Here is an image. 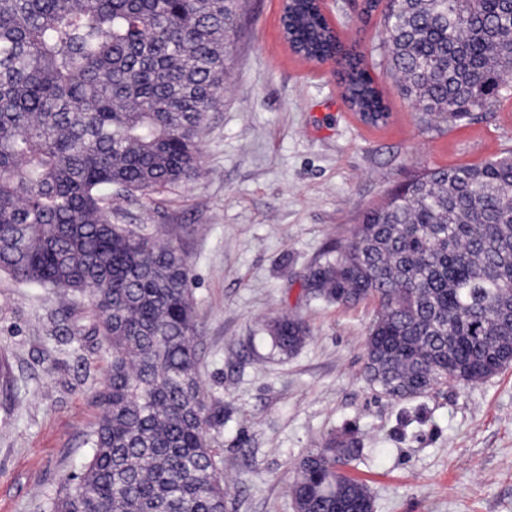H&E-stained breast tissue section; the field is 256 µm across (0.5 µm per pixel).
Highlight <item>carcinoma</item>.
<instances>
[{"label":"carcinoma","instance_id":"cac0c4a2","mask_svg":"<svg viewBox=\"0 0 512 512\" xmlns=\"http://www.w3.org/2000/svg\"><path fill=\"white\" fill-rule=\"evenodd\" d=\"M240 0H0V272L53 291L62 332L107 345L90 460L54 512H225L224 400L199 381V319L181 243L114 224L112 190L196 179L198 133L224 88ZM386 76L430 127L470 124L512 98V0H390ZM292 50L333 60L360 121L389 108L365 55L315 0H289ZM310 301L377 305L364 375L403 402L512 366V153L424 169L366 209L303 276ZM89 294L91 316L80 297ZM280 355L310 330L268 321ZM355 428L303 457L296 512L373 509L344 466Z\"/></svg>","mask_w":512,"mask_h":512}]
</instances>
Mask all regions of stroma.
Returning <instances> with one entry per match:
<instances>
[{"mask_svg": "<svg viewBox=\"0 0 512 512\" xmlns=\"http://www.w3.org/2000/svg\"><path fill=\"white\" fill-rule=\"evenodd\" d=\"M361 0H322L328 21L365 50L390 108L364 125L344 103L331 63L294 54L283 0H244L218 108L199 135L202 174L161 195H112V221L179 239L194 276L203 389L224 399L226 512H295L296 464L354 425L360 456L347 474L374 512H512V368L410 402L373 390L362 371L376 307L316 304L301 278L344 244L361 212L415 171L478 164L512 150V99L446 132L426 129L385 77L383 14ZM281 315L311 330L294 356L273 352L264 326ZM44 288L0 275V512H53L90 458L101 413L105 347L59 342Z\"/></svg>", "mask_w": 512, "mask_h": 512, "instance_id": "stroma-1", "label": "stroma"}]
</instances>
